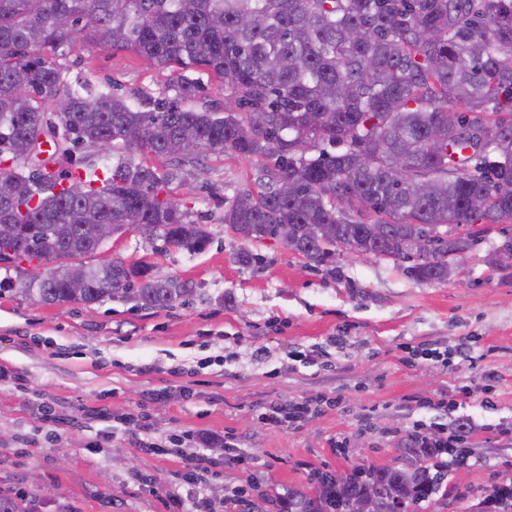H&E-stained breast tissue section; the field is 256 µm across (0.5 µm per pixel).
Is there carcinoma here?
Returning a JSON list of instances; mask_svg holds the SVG:
<instances>
[{
  "label": "carcinoma",
  "instance_id": "obj_1",
  "mask_svg": "<svg viewBox=\"0 0 512 512\" xmlns=\"http://www.w3.org/2000/svg\"><path fill=\"white\" fill-rule=\"evenodd\" d=\"M77 42L182 72L177 99L73 87L56 58ZM192 68L224 86V108L185 106ZM82 149L77 165L48 170ZM225 153L262 163L260 189L224 207L239 238L285 228L314 267L339 245L405 262L417 282L448 280L450 256L512 221V0H0V179L12 185L0 224L15 229L0 237V264L17 270V294L145 310L185 298L188 283L150 262L96 258L95 225L203 252L211 233L172 186ZM429 224L440 225L435 252L409 261L405 243ZM500 233L497 267L512 259V228ZM60 255L82 268L83 287L53 264ZM35 259L51 266L21 268ZM447 476L428 465L320 473L288 490L287 512H343L370 493L372 512H393ZM475 512H512V482Z\"/></svg>",
  "mask_w": 512,
  "mask_h": 512
}]
</instances>
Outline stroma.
<instances>
[{"instance_id":"35a3bbf8","label":"stroma","mask_w":512,"mask_h":512,"mask_svg":"<svg viewBox=\"0 0 512 512\" xmlns=\"http://www.w3.org/2000/svg\"><path fill=\"white\" fill-rule=\"evenodd\" d=\"M59 62L67 79L121 95H175L169 72L129 52L78 43ZM258 176L257 159L210 155L174 189L212 234L202 253H157L136 233L107 243L103 257L147 255L158 275L192 281L171 307L41 306L0 288V489L36 512H167L200 454L212 512H237L234 490L260 512H282L280 497L313 471L422 462L409 441L416 422L450 434L460 420L474 425L466 463L427 512H460L512 482V268L487 262L500 237L488 233L442 283L350 253L331 274L281 241L249 243L222 224L226 201ZM243 249L256 263L237 262ZM275 402L308 412L276 425L265 417ZM47 407L57 423L42 421ZM123 414L139 427L118 423ZM191 431L229 446L197 452ZM151 442L168 454L144 452Z\"/></svg>"}]
</instances>
